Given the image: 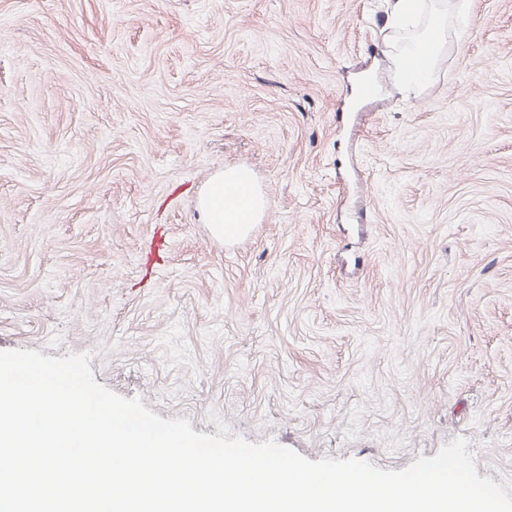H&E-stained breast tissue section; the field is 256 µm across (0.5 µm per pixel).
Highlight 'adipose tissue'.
Here are the masks:
<instances>
[{
    "label": "adipose tissue",
    "mask_w": 512,
    "mask_h": 512,
    "mask_svg": "<svg viewBox=\"0 0 512 512\" xmlns=\"http://www.w3.org/2000/svg\"><path fill=\"white\" fill-rule=\"evenodd\" d=\"M267 204L248 170L227 167L208 180L198 210L216 237L231 242L249 233Z\"/></svg>",
    "instance_id": "adipose-tissue-1"
}]
</instances>
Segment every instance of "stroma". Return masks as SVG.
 Segmentation results:
<instances>
[{"instance_id": "35a3bbf8", "label": "stroma", "mask_w": 512, "mask_h": 512, "mask_svg": "<svg viewBox=\"0 0 512 512\" xmlns=\"http://www.w3.org/2000/svg\"><path fill=\"white\" fill-rule=\"evenodd\" d=\"M468 5L402 93L387 0H0V351L312 461L462 437L512 482V0ZM228 166L268 201L233 245L197 212Z\"/></svg>"}]
</instances>
